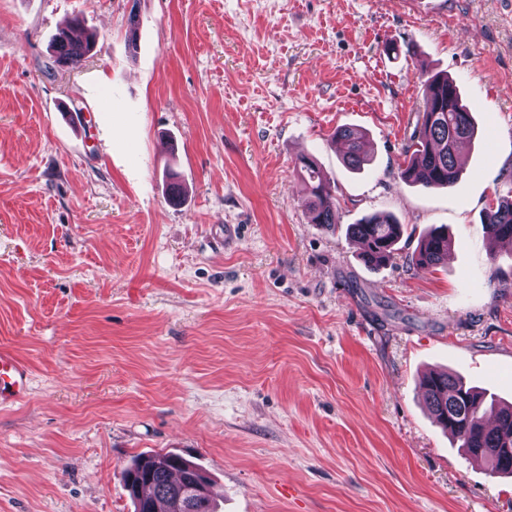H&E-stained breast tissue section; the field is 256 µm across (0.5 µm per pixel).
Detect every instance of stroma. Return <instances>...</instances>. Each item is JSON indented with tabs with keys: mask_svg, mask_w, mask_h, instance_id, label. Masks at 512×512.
Instances as JSON below:
<instances>
[{
	"mask_svg": "<svg viewBox=\"0 0 512 512\" xmlns=\"http://www.w3.org/2000/svg\"><path fill=\"white\" fill-rule=\"evenodd\" d=\"M74 20L97 43L61 68ZM425 70L478 126L449 189L398 177ZM511 194L512 0H0V351L30 373L0 512H134L121 472L151 451L202 464L223 512H512L419 388L448 369L512 403V246L481 224ZM371 213L410 232L376 270L346 235ZM440 225L447 259L409 264ZM74 23L61 28L54 39V62L59 67H66L82 59L87 53L93 50L95 38L87 36L82 42H74L70 32ZM334 138L341 140L345 145L343 161L352 170H361L369 161L363 149V133L351 127L337 128ZM296 170L305 186V207L310 223L334 229L337 221L330 180L312 157L302 156L296 164Z\"/></svg>",
	"mask_w": 512,
	"mask_h": 512,
	"instance_id": "35a3bbf8",
	"label": "stroma"
}]
</instances>
